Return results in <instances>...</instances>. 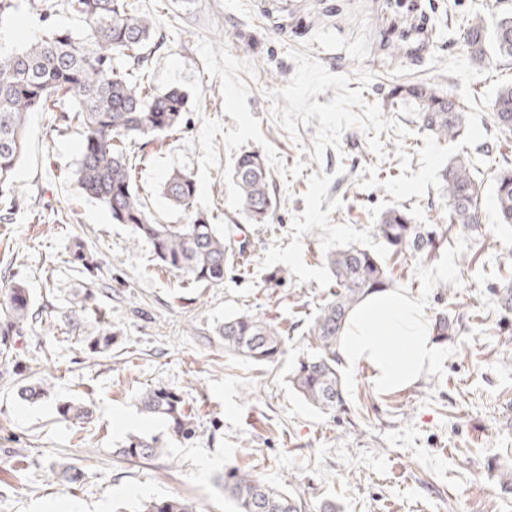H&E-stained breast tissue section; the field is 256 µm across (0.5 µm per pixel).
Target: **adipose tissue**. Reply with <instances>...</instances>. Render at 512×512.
Wrapping results in <instances>:
<instances>
[{
	"instance_id": "1",
	"label": "adipose tissue",
	"mask_w": 512,
	"mask_h": 512,
	"mask_svg": "<svg viewBox=\"0 0 512 512\" xmlns=\"http://www.w3.org/2000/svg\"><path fill=\"white\" fill-rule=\"evenodd\" d=\"M338 352L346 367L370 366L385 390L414 385L439 357L420 304L391 290L370 295L351 312Z\"/></svg>"
}]
</instances>
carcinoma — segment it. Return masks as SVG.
Returning a JSON list of instances; mask_svg holds the SVG:
<instances>
[{"instance_id": "cac0c4a2", "label": "carcinoma", "mask_w": 512, "mask_h": 512, "mask_svg": "<svg viewBox=\"0 0 512 512\" xmlns=\"http://www.w3.org/2000/svg\"><path fill=\"white\" fill-rule=\"evenodd\" d=\"M82 28L41 33L19 52H0V220H10V197L15 166L25 147V118L30 112H54L65 102L82 127V153L76 181L81 191L101 203L112 223L127 224L133 242L150 245L155 260L195 284L221 286L229 263L224 232L196 209L197 189L191 176L172 172L162 187L170 207L183 213L181 224H161L146 210L134 187V168L126 154L132 138L172 137L180 131L188 95L178 89L156 93L149 79L154 49L161 45L152 17L139 11L136 0H66ZM464 47L475 62L489 53L512 59V15L501 16L493 31L475 20L467 24ZM391 102L417 106L421 127L434 136L454 141L465 133L466 113L451 94L431 83L398 85L387 94ZM494 125L502 136L512 134V85L501 87L492 103ZM469 158L458 156L441 173V191L448 201V221L470 227L479 223L480 185ZM233 181L243 194V213L254 224H265L279 201L271 191V175L263 150L240 154L233 164ZM499 221L512 224V165L498 169L494 179ZM376 236L388 252L432 258L446 244L439 231L416 224L408 209H389L375 225ZM324 263L336 287L307 326L314 352L296 362L289 374L294 391L319 410L334 412L345 405L338 371L336 345L350 313L371 293L393 285L391 270L376 253L350 246L331 251ZM33 301L20 282L0 297V357L13 356L16 339L33 319ZM431 328L434 338L446 342L456 336L458 320L441 314ZM224 350L258 364L276 362L284 354V338L271 323L249 314L230 316L214 329ZM112 326L85 338L94 353L112 347ZM17 397L35 403L49 389L24 378L17 381ZM141 412L164 420L169 436L191 440L200 435L185 399L164 387L153 386L138 396ZM63 419H85L90 410L80 401L57 405ZM168 436L131 435L115 453L125 461L160 457ZM57 481L79 482L80 470L71 464L51 469ZM218 485L234 502L235 512H305L306 503L280 491L257 475L236 466L224 469ZM135 512H197L185 498L152 499Z\"/></svg>"}]
</instances>
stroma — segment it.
<instances>
[{
    "label": "stroma",
    "instance_id": "obj_1",
    "mask_svg": "<svg viewBox=\"0 0 512 512\" xmlns=\"http://www.w3.org/2000/svg\"><path fill=\"white\" fill-rule=\"evenodd\" d=\"M138 8L155 18L164 37L151 60V77L173 54L202 85L201 111L186 112L177 135L127 145L135 187L157 221L183 220L160 189L172 171L198 175L202 118L235 126L223 112L219 78L204 70L200 38L253 63L247 104L261 121L264 140L286 166L303 161L307 167L301 177L273 175L280 204L267 224L250 223L232 210L221 168L210 169L208 214L223 230L231 258L222 286L190 285L157 265L148 245L133 246L131 227L113 223L104 206L79 190L77 121L28 114L26 149L11 190L16 208L11 223L0 222V289L23 283L39 318L17 342V365L0 363V512H131L141 501L170 496L191 499L200 512H233L217 484L228 465L300 498L311 512L326 500L340 512H512V495L500 491L496 472L512 467V327L492 294L512 285V224L499 223L493 192L498 165L512 161V137L494 141L491 111L483 112L480 125L492 146L462 149L482 189L477 226L449 225L448 203L432 188L403 202L416 223L449 227L450 235L433 259H389L394 288L418 298L428 317L445 311L461 318L459 335L440 345L439 361L418 383L382 391L363 365L342 372L347 412L325 413L306 403L288 374L298 357L311 353L306 328L330 292L314 280L299 283L285 265L260 266L269 247L291 243L292 218L305 209L310 174L331 175L327 196L343 200L330 215L332 223L370 226L369 207L387 197L382 181L400 174L396 149L412 154L416 171L415 153L424 145L416 112L390 105L388 90L426 82L459 94L460 78L437 72L432 55H464L467 23L479 17L494 25L512 12V0H138ZM359 14L368 26L363 63L313 43L323 26L357 36ZM421 19L432 26L434 39L413 33L408 52L393 50L396 29ZM48 27L77 32L81 21L65 0H21L12 19L0 23V50H21ZM302 48L331 73L349 75L350 89H360L357 68L373 73L363 98L410 130L401 139L391 129L381 133L385 160H377L366 134L352 128L339 148H326L321 162H314L299 148L311 146L318 121L299 127L297 145L270 119L266 94L287 84L296 68L288 52ZM340 165L345 172L339 176ZM369 166L379 184L364 189L361 174ZM77 240L94 255L97 269L74 262ZM82 288L99 295L79 333L68 336L72 299ZM238 314L286 330L285 355L260 366L225 352L213 329ZM105 319L114 342L101 356L88 350L85 339L97 335ZM21 376L48 382V398L20 402ZM149 386L178 391L201 434L186 443L172 440L162 457L121 461L112 450L128 435L167 428L139 409L138 395ZM66 400L85 403L89 418L61 420L56 406ZM58 462L79 468L80 483L51 480Z\"/></svg>",
    "mask_w": 512,
    "mask_h": 512
}]
</instances>
